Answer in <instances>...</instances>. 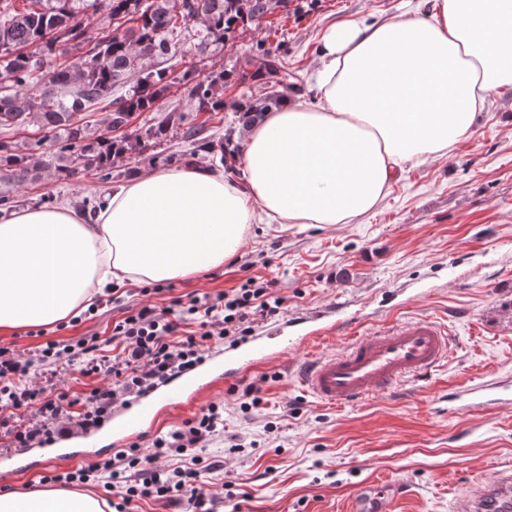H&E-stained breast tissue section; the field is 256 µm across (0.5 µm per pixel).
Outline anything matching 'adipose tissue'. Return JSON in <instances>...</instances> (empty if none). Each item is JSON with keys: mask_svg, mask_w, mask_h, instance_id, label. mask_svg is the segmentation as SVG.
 Wrapping results in <instances>:
<instances>
[{"mask_svg": "<svg viewBox=\"0 0 512 512\" xmlns=\"http://www.w3.org/2000/svg\"><path fill=\"white\" fill-rule=\"evenodd\" d=\"M429 2L326 30L317 101L285 93L248 129L240 177L193 163L141 173L91 213L0 214V332L56 325L116 281L223 265L260 212L280 224L352 223L404 168L446 155L472 134L491 92L512 86V0ZM104 507L76 490L0 494V512Z\"/></svg>", "mask_w": 512, "mask_h": 512, "instance_id": "obj_1", "label": "adipose tissue"}]
</instances>
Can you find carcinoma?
<instances>
[{
    "instance_id": "carcinoma-1",
    "label": "carcinoma",
    "mask_w": 512,
    "mask_h": 512,
    "mask_svg": "<svg viewBox=\"0 0 512 512\" xmlns=\"http://www.w3.org/2000/svg\"><path fill=\"white\" fill-rule=\"evenodd\" d=\"M86 0H21L0 11V130L37 127L39 135L22 145L0 141V183L22 186L54 170L69 181L92 174L102 183L115 178L113 163L127 158L135 164L170 165L183 156L157 150L169 132L192 146L191 154H212L232 169L238 146L226 137L205 136L213 116L230 110L245 128L276 108L277 88L293 78L278 49L259 41L242 62L205 75L196 69L182 73L187 103L157 124L143 120L128 134L113 129L128 125L156 104L168 90V68L161 58L177 56L187 43L208 59L236 38L281 11L299 15L304 6L294 0H95L107 12L112 34L91 37L82 16ZM65 51L70 66L43 72L47 59ZM267 87L260 98L245 93L224 99V84ZM108 111L106 132L86 133V115L97 106Z\"/></svg>"
}]
</instances>
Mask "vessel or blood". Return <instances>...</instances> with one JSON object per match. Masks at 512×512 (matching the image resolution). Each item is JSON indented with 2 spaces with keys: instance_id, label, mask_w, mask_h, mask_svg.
Segmentation results:
<instances>
[{
  "instance_id": "vessel-or-blood-1",
  "label": "vessel or blood",
  "mask_w": 512,
  "mask_h": 512,
  "mask_svg": "<svg viewBox=\"0 0 512 512\" xmlns=\"http://www.w3.org/2000/svg\"><path fill=\"white\" fill-rule=\"evenodd\" d=\"M304 333L283 335L275 342L261 339L225 354L207 369L186 373L168 383L158 398L113 419L116 440L140 432L166 413L185 409L205 388L233 381L239 376L287 356L290 350L325 340L336 332V323L318 310L302 319ZM448 358V329L432 318L392 324L348 343L339 352L316 356L298 364L299 383L332 406H344L388 392L395 384L432 373ZM512 400V387L496 381L474 389L477 404ZM403 493L399 481L365 484L352 499L350 512H393ZM466 512H512V471L497 473L484 483L479 495L469 500Z\"/></svg>"
}]
</instances>
